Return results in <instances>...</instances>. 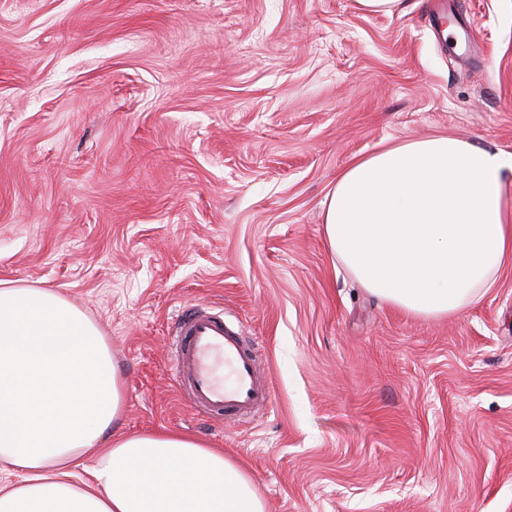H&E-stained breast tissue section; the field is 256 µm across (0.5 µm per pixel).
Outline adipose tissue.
<instances>
[{"mask_svg":"<svg viewBox=\"0 0 512 512\" xmlns=\"http://www.w3.org/2000/svg\"><path fill=\"white\" fill-rule=\"evenodd\" d=\"M512 153L451 136L355 159L324 202L330 252L407 314L461 313L512 262ZM122 378L100 330L46 288L0 287V461L22 470L0 512H264L223 451L168 432L119 431ZM109 450L85 489L82 450Z\"/></svg>","mask_w":512,"mask_h":512,"instance_id":"1","label":"adipose tissue"}]
</instances>
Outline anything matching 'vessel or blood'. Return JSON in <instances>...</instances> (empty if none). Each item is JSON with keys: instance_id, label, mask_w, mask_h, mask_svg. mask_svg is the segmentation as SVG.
Segmentation results:
<instances>
[{"instance_id": "b4317fda", "label": "vessel or blood", "mask_w": 512, "mask_h": 512, "mask_svg": "<svg viewBox=\"0 0 512 512\" xmlns=\"http://www.w3.org/2000/svg\"><path fill=\"white\" fill-rule=\"evenodd\" d=\"M174 327L175 375L200 412L237 419L270 402L260 349L246 344L241 327L198 307L179 312Z\"/></svg>"}]
</instances>
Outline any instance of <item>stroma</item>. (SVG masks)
Instances as JSON below:
<instances>
[{
	"instance_id": "1",
	"label": "stroma",
	"mask_w": 512,
	"mask_h": 512,
	"mask_svg": "<svg viewBox=\"0 0 512 512\" xmlns=\"http://www.w3.org/2000/svg\"><path fill=\"white\" fill-rule=\"evenodd\" d=\"M440 134L512 152V0H0V282L82 309L122 430L223 450L266 512H512V266L416 317L323 237L354 159ZM184 306L262 339L253 417L179 388Z\"/></svg>"
}]
</instances>
